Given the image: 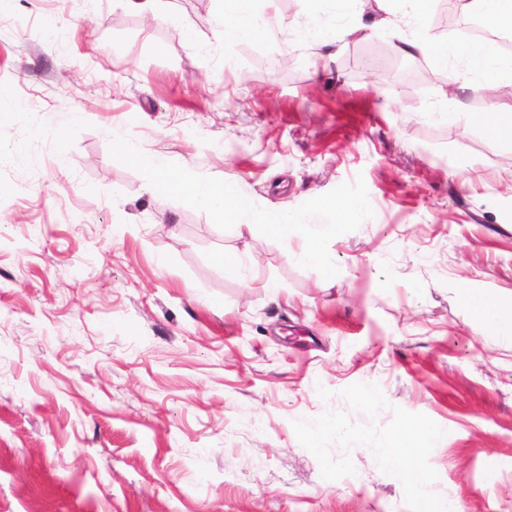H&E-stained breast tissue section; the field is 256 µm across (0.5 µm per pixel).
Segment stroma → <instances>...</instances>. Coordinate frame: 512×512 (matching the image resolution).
I'll use <instances>...</instances> for the list:
<instances>
[{
  "label": "stroma",
  "instance_id": "1",
  "mask_svg": "<svg viewBox=\"0 0 512 512\" xmlns=\"http://www.w3.org/2000/svg\"><path fill=\"white\" fill-rule=\"evenodd\" d=\"M277 9L228 49L213 0H0V512H418L373 451L431 426L433 492L512 512V339L461 294L512 304V151L432 116L435 60ZM116 129L270 211L360 177L374 215L327 279L301 236L147 194ZM295 37L300 41H313L318 44H334L336 41L335 27L326 20H311L294 29Z\"/></svg>",
  "mask_w": 512,
  "mask_h": 512
}]
</instances>
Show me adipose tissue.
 I'll list each match as a JSON object with an SVG mask.
<instances>
[{
    "label": "adipose tissue",
    "instance_id": "obj_1",
    "mask_svg": "<svg viewBox=\"0 0 512 512\" xmlns=\"http://www.w3.org/2000/svg\"><path fill=\"white\" fill-rule=\"evenodd\" d=\"M331 13H344L356 17L357 22L348 29V36H356L362 26L361 17L377 16L380 27L387 29L396 40L399 52L422 55L449 62L446 82L440 92V117L448 124H463L465 130H478L512 149L511 112H463L461 95L476 90L484 82L493 83L504 98L512 97V55L504 53L488 41H466L442 44L415 34L406 35L403 20L388 15L390 0H327ZM218 33L225 46L231 47L270 34L273 20L268 11L257 9L255 0H220L217 14ZM474 321L491 328L495 335L512 338V313L504 312L502 304L492 296H474L464 289ZM413 451L405 445L404 437H397L387 447L378 449L375 458L380 466L400 475L410 487L425 512H464L460 498L439 497L421 478L412 465Z\"/></svg>",
    "mask_w": 512,
    "mask_h": 512
}]
</instances>
